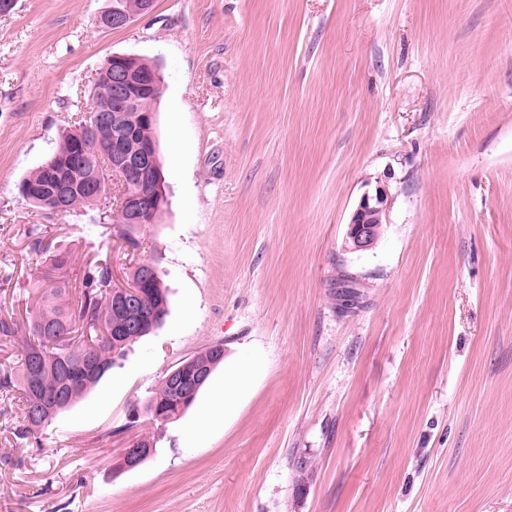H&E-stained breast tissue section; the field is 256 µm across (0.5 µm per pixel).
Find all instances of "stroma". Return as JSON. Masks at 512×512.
<instances>
[{
  "instance_id": "obj_1",
  "label": "stroma",
  "mask_w": 512,
  "mask_h": 512,
  "mask_svg": "<svg viewBox=\"0 0 512 512\" xmlns=\"http://www.w3.org/2000/svg\"><path fill=\"white\" fill-rule=\"evenodd\" d=\"M110 2L0 14V313L27 324L50 254L71 257L72 303L90 262L128 264L95 210L41 215L15 191L119 53L163 83L168 206L146 256L168 314L40 446L0 407V512H512V0H155L116 30L98 24ZM379 187L381 232L353 249ZM216 342L184 415L130 425ZM251 355L262 371L200 429ZM145 432L153 454L117 470ZM387 201V193L381 189L375 195L367 193L361 197L348 223V238L354 249L366 250L376 242L382 217L386 216Z\"/></svg>"
}]
</instances>
